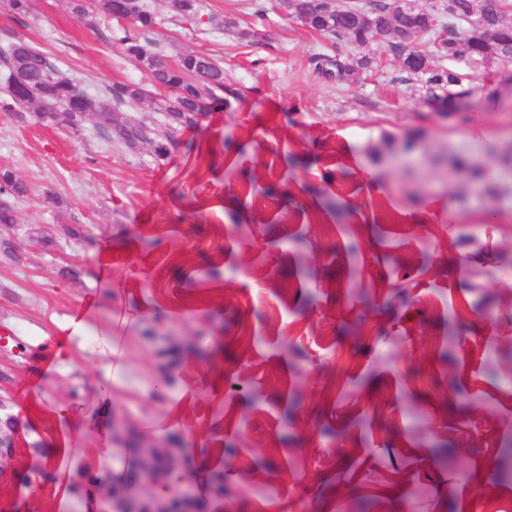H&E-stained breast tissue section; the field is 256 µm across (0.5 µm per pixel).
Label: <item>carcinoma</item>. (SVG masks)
Segmentation results:
<instances>
[{
  "mask_svg": "<svg viewBox=\"0 0 512 512\" xmlns=\"http://www.w3.org/2000/svg\"><path fill=\"white\" fill-rule=\"evenodd\" d=\"M70 13L89 27L101 22L126 20L129 25L107 28L108 42L117 43L125 55L141 69L152 74L156 85L169 96L156 98L138 82L127 81L90 91L59 67L48 54L19 38L0 45V110L12 112L20 122L32 117L37 122L65 127L74 132L91 126L95 134L108 144L132 153L147 148L157 161L165 159L181 127L196 123L198 117L221 102L217 92L224 90V69L211 56L196 51L183 52L174 64L167 63L162 44L156 37L157 15L144 0H66ZM443 28L448 38L424 26H415L411 35H426L436 44L435 56L453 61L466 57L486 61L494 56H512V10L499 0H441ZM393 0H368L361 5L374 25L386 29L398 48L401 38L398 9ZM306 26L331 39L362 47L371 42V31L362 20L339 9L324 16L315 0H302ZM4 7L17 23L31 16L32 0H4ZM170 17L195 23L205 30L224 29V19L209 15L202 18L198 0H165ZM500 16V22L487 29L484 19ZM318 70L339 82L350 81L356 73L368 68L365 56L315 58ZM401 69L421 77L427 84L430 106L439 114H462L461 101L467 96L464 74L453 67L440 68L430 60L407 55ZM149 102L161 113L163 122L149 126L125 115L129 103ZM26 184L12 171L0 169V224L17 223L14 200L25 196ZM227 476L222 472L208 475L205 486L217 495L228 493Z\"/></svg>",
  "mask_w": 512,
  "mask_h": 512,
  "instance_id": "obj_1",
  "label": "carcinoma"
}]
</instances>
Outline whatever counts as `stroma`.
<instances>
[{"instance_id":"1","label":"stroma","mask_w":512,"mask_h":512,"mask_svg":"<svg viewBox=\"0 0 512 512\" xmlns=\"http://www.w3.org/2000/svg\"><path fill=\"white\" fill-rule=\"evenodd\" d=\"M199 4L224 30L157 33L168 59L223 63V101L166 160L0 111V169L28 187L0 225V512L26 493L85 512L26 478L55 408L92 411L105 335L113 433L227 472L203 512H482L488 485L512 512V180L489 194L450 165L512 156V58L456 60L473 95L446 117L389 45L332 42L278 0ZM8 29L86 89L149 81L64 0H33L25 27L0 8ZM320 55L379 65L339 84ZM89 299L84 336L44 363ZM25 391L36 415L15 412Z\"/></svg>"}]
</instances>
